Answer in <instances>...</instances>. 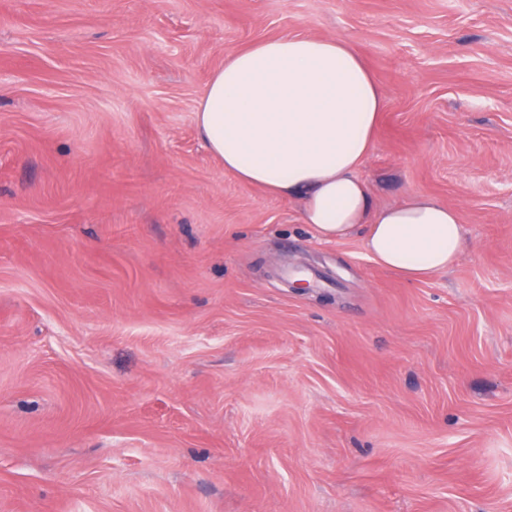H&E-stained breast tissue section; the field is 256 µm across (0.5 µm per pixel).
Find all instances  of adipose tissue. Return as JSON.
<instances>
[{"mask_svg": "<svg viewBox=\"0 0 512 512\" xmlns=\"http://www.w3.org/2000/svg\"><path fill=\"white\" fill-rule=\"evenodd\" d=\"M384 99L340 37L266 39L229 54L195 114L210 154L239 180L303 201L324 241L361 234L371 258L410 280L448 270L463 247L457 210L430 196L375 207L359 170Z\"/></svg>", "mask_w": 512, "mask_h": 512, "instance_id": "ef3b65f1", "label": "adipose tissue"}]
</instances>
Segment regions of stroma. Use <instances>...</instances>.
I'll return each instance as SVG.
<instances>
[{
	"instance_id": "obj_1",
	"label": "stroma",
	"mask_w": 512,
	"mask_h": 512,
	"mask_svg": "<svg viewBox=\"0 0 512 512\" xmlns=\"http://www.w3.org/2000/svg\"><path fill=\"white\" fill-rule=\"evenodd\" d=\"M285 36L364 56L360 176L457 208L450 270L204 147L211 73ZM0 512H512V0H0Z\"/></svg>"
}]
</instances>
